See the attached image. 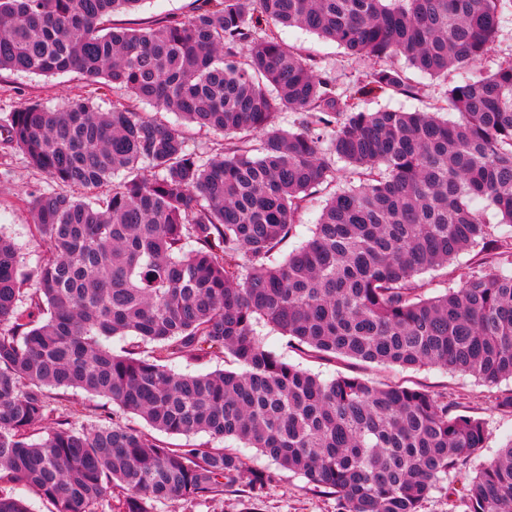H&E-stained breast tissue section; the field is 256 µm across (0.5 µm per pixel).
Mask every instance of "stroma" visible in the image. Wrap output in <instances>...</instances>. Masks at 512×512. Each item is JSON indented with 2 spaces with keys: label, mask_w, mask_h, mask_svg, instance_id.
Instances as JSON below:
<instances>
[{
  "label": "stroma",
  "mask_w": 512,
  "mask_h": 512,
  "mask_svg": "<svg viewBox=\"0 0 512 512\" xmlns=\"http://www.w3.org/2000/svg\"><path fill=\"white\" fill-rule=\"evenodd\" d=\"M194 8V0H144L137 11L118 14L115 21L125 27L138 28L166 16L190 15ZM280 37L285 45L315 59L321 69L334 75L339 90L347 94L353 92L356 78L373 67L372 61L367 58L349 54L338 44L301 28H283ZM411 78L420 83L421 97L411 99L389 92L369 101L368 109H428L441 92L438 80L417 72L412 73ZM84 84L83 77L76 73L49 77L20 76L6 72L0 74V127L4 125L9 113L25 102L37 100L57 107L64 104ZM49 184V179L32 168L21 152L10 147L4 132L0 130V234L18 245L23 267L27 270L36 265L44 251V242L33 233L31 215L20 200L39 194ZM258 332L266 349L320 378L356 375L377 385L400 383L426 390L456 404L466 414L482 418L489 436L485 448L481 450V460L494 458L501 446L512 438V412L501 411L494 406V398L498 393L512 389L510 379L491 385L434 366L404 369L346 358L310 357L288 347L284 338L268 327H259ZM50 396L54 407L71 415L73 422L79 424L96 422L112 413L111 402L80 390L54 389ZM243 455L250 466L269 474L270 482L264 497L254 503L240 489L225 494L222 502L198 506L194 512H337L334 495L314 487L301 476L280 469L256 449H244Z\"/></svg>",
  "instance_id": "35a3bbf8"
}]
</instances>
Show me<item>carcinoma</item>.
<instances>
[{
    "label": "carcinoma",
    "instance_id": "cac0c4a2",
    "mask_svg": "<svg viewBox=\"0 0 512 512\" xmlns=\"http://www.w3.org/2000/svg\"><path fill=\"white\" fill-rule=\"evenodd\" d=\"M142 2L0 0V71L76 72L125 92L104 112L79 91L9 115L7 141L30 165L90 196L26 201L46 245L27 273L0 236V484H23L53 512H101L114 498L119 512H192L239 481L258 500L267 477L233 441L334 494L337 512H420L479 458L485 422L401 384L322 380L265 349L256 326L315 357L512 379V235L474 206L512 227V57L475 71L512 0H200L147 27L112 22ZM280 26L460 79L431 112L369 111L360 102L421 88L380 65L340 94ZM143 103L224 136L221 151L204 158ZM286 111L290 130L278 126ZM448 111L457 120L438 117ZM321 188L331 193L311 239L276 260ZM471 247L483 261L426 296L419 276ZM116 336L136 344L116 351ZM219 355L242 371L168 366ZM51 388L116 410L78 427ZM129 414L209 440L170 447ZM462 499L465 512H512V439ZM0 512L29 510L0 489Z\"/></svg>",
    "mask_w": 512,
    "mask_h": 512
}]
</instances>
